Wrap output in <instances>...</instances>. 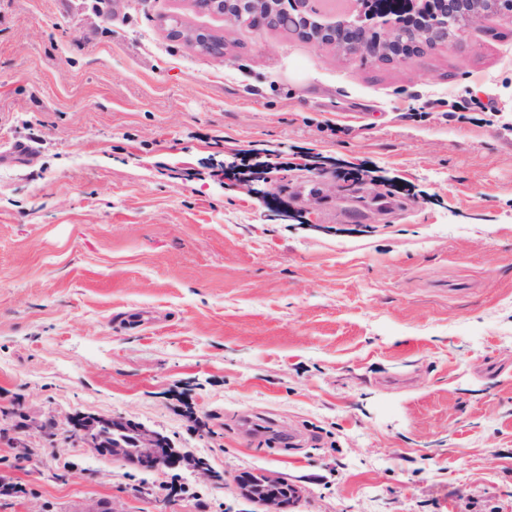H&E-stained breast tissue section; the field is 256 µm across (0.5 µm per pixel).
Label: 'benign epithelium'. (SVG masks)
<instances>
[{"instance_id":"obj_1","label":"benign epithelium","mask_w":512,"mask_h":512,"mask_svg":"<svg viewBox=\"0 0 512 512\" xmlns=\"http://www.w3.org/2000/svg\"><path fill=\"white\" fill-rule=\"evenodd\" d=\"M197 9L224 16L235 27H279L284 20L281 0H193ZM374 15L395 13L402 23L382 32H370L367 26L349 20L320 18L313 9V0H290L291 18L298 32L320 45L337 48L349 56L387 57L405 60L423 43L448 41L453 25H464L489 14L512 17V0H366ZM169 36L183 41L211 57L224 58V38L186 28L175 23ZM121 421H104L88 416L73 423L71 436L99 445L98 433L103 428L120 427ZM135 457L141 466L155 469L174 462L165 453L166 440L159 433L136 429ZM240 493L254 501L263 512H282L297 488L267 474H256L239 483Z\"/></svg>"}]
</instances>
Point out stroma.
I'll use <instances>...</instances> for the list:
<instances>
[{
	"mask_svg": "<svg viewBox=\"0 0 512 512\" xmlns=\"http://www.w3.org/2000/svg\"><path fill=\"white\" fill-rule=\"evenodd\" d=\"M510 124L508 17L397 62L192 0H0V512H260L245 472L288 512H512ZM168 32L171 38L183 41L204 54L217 59L224 57L223 37L183 27L179 22L171 25ZM122 421H104V420H97L95 418H90L89 416H86L76 422L73 423V427L70 430L71 436L73 437H79L80 439L87 441L89 438L94 440L95 448L99 445V440L97 439L98 433L101 430V428H110L112 429V426L120 427L122 426ZM104 431L112 436L105 438V441L111 445L112 443L121 442L125 447L114 445L112 447L115 452L113 456H126V448H128L129 455H133V450L136 448L135 457L143 467L155 469L162 463H166L168 466L174 462L172 455L165 454V449L168 448L165 438L157 432L145 428H136V440H134L135 436L130 433L109 431L108 429ZM238 488L243 496L256 501L264 509L263 512H281L287 506L288 499L298 493L296 487L263 473L239 483Z\"/></svg>",
	"mask_w": 512,
	"mask_h": 512,
	"instance_id": "obj_1",
	"label": "stroma"
}]
</instances>
